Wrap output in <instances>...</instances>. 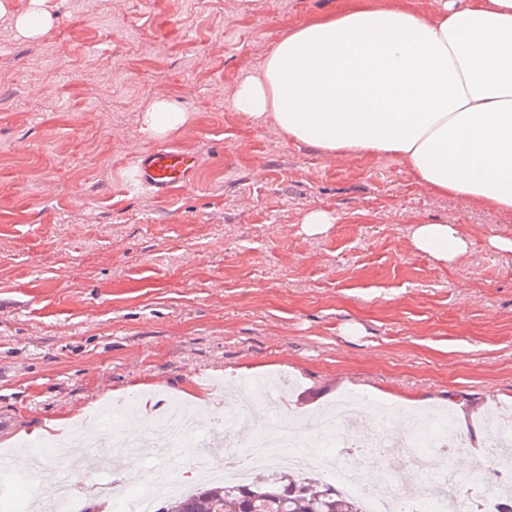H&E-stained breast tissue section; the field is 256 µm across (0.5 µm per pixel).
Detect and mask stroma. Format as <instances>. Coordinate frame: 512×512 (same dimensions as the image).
Returning a JSON list of instances; mask_svg holds the SVG:
<instances>
[{
	"instance_id": "obj_1",
	"label": "stroma",
	"mask_w": 512,
	"mask_h": 512,
	"mask_svg": "<svg viewBox=\"0 0 512 512\" xmlns=\"http://www.w3.org/2000/svg\"><path fill=\"white\" fill-rule=\"evenodd\" d=\"M0 448L81 433L109 448L107 402L135 395L221 410L217 379L288 381V418L355 394L416 434L445 412L475 455L490 413L512 424V218L433 195L391 157H329L238 112L274 42L344 0H45L37 40L0 0ZM189 115L159 141L156 99ZM199 157L188 186L137 188L160 144ZM333 224L310 233L313 210ZM453 220L468 247L436 261L415 223Z\"/></svg>"
}]
</instances>
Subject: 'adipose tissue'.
<instances>
[{
  "mask_svg": "<svg viewBox=\"0 0 512 512\" xmlns=\"http://www.w3.org/2000/svg\"><path fill=\"white\" fill-rule=\"evenodd\" d=\"M239 112L330 156L392 155L428 190L512 217V0H443L430 17L347 0L277 41ZM185 112L158 99L143 130L162 139ZM413 243L448 263L467 249L452 223Z\"/></svg>",
  "mask_w": 512,
  "mask_h": 512,
  "instance_id": "obj_1",
  "label": "adipose tissue"
}]
</instances>
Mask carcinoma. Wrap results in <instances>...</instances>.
I'll use <instances>...</instances> for the list:
<instances>
[{"label":"carcinoma","mask_w":512,"mask_h":512,"mask_svg":"<svg viewBox=\"0 0 512 512\" xmlns=\"http://www.w3.org/2000/svg\"><path fill=\"white\" fill-rule=\"evenodd\" d=\"M156 512H359L357 502L331 487L286 473L241 485L199 488Z\"/></svg>","instance_id":"cac0c4a2"}]
</instances>
